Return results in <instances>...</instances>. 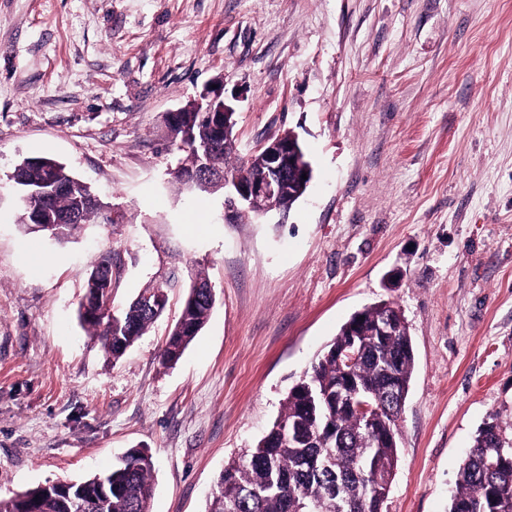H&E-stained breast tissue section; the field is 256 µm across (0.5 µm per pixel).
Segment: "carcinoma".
Wrapping results in <instances>:
<instances>
[{
  "label": "carcinoma",
  "mask_w": 512,
  "mask_h": 512,
  "mask_svg": "<svg viewBox=\"0 0 512 512\" xmlns=\"http://www.w3.org/2000/svg\"><path fill=\"white\" fill-rule=\"evenodd\" d=\"M216 121L204 112H182L168 123L179 150L186 153L174 177L181 189L224 190L213 178L256 177L265 170L258 152L240 158L236 150L217 145L206 163L199 149L214 142ZM196 178L194 184L188 179ZM9 188L16 192L20 223L30 232L47 233L64 242L89 224L101 223L103 203L89 186L48 156L26 157L15 165ZM184 299L178 320L161 351L164 365L177 362L206 325L214 302L206 277L198 272ZM160 289L145 288L119 316L112 313V253L100 254L86 280L78 318L112 359L121 358L158 316L141 299ZM395 336H373L369 327L378 315L372 306L362 312L363 353L351 362L336 354L350 341L338 335L326 353L306 372L307 388H292L284 410L267 434L238 460L228 463L216 481L206 512H310L317 504L338 499L342 512H384L383 495L369 491L372 482L387 483L398 467V420L402 409L382 399L389 383L409 387L414 354L400 311ZM350 384L379 397L368 421L336 392ZM298 422L291 437L282 424ZM499 423L490 421L478 431L459 466L456 490L448 512H512V446L500 445ZM154 461L144 448H131L111 470L75 481L51 498L39 487L11 498V512H150Z\"/></svg>",
  "instance_id": "cac0c4a2"
}]
</instances>
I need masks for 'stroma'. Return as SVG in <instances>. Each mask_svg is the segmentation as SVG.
Returning <instances> with one entry per match:
<instances>
[{
  "label": "stroma",
  "mask_w": 512,
  "mask_h": 512,
  "mask_svg": "<svg viewBox=\"0 0 512 512\" xmlns=\"http://www.w3.org/2000/svg\"><path fill=\"white\" fill-rule=\"evenodd\" d=\"M220 86L237 149L289 130L313 170L288 218L180 189L164 118ZM50 156L121 207L59 243L0 194V498L155 460L152 512H205L289 389L386 301L415 368L385 512H448L484 422L512 440V0H0V182ZM112 254V309L169 284L120 360L77 318ZM211 317L159 352L190 279Z\"/></svg>",
  "instance_id": "obj_1"
}]
</instances>
